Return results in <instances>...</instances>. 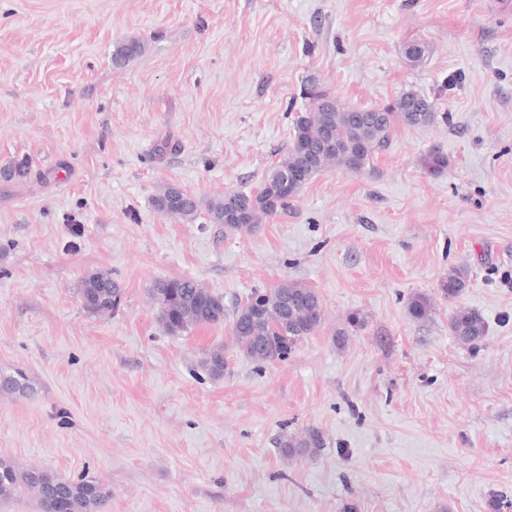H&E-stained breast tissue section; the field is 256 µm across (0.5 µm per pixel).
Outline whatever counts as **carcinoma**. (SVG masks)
<instances>
[{"instance_id":"obj_1","label":"carcinoma","mask_w":512,"mask_h":512,"mask_svg":"<svg viewBox=\"0 0 512 512\" xmlns=\"http://www.w3.org/2000/svg\"><path fill=\"white\" fill-rule=\"evenodd\" d=\"M143 51L144 43L130 38L117 47L112 63L123 67ZM308 95L311 105L295 120L287 152L266 174L258 191L228 193L209 202L212 223L224 225L229 232H252L263 220L286 210L289 201L315 174L335 168L359 172L384 147L396 126L417 128L438 118L432 103L413 90L402 93L392 104L367 112L343 108L321 91L311 89ZM29 176L24 160L0 165V183L5 185L25 181ZM153 203L159 212L181 220L193 218L200 206L195 195L172 185L162 187ZM467 282V270L454 268L442 288L458 294ZM150 293L159 322L171 335L220 324L227 316L224 297L193 279H162L154 283ZM77 298L87 314L110 316L123 303L124 290L111 275L94 272L82 279ZM407 308L412 318L424 320L432 312V303L428 297L417 295ZM322 320L318 294L305 284L284 282L270 290H254L236 307L232 341L239 353L257 363L283 362L291 353L288 338L301 342L320 327ZM449 330L459 342L474 344L486 336L487 325L478 312L460 308L450 317ZM202 366L212 377H223L224 350L208 351ZM0 391L26 394L25 376L19 371L14 376H0ZM278 445L287 457H313L321 447V438L317 431L308 429L281 437ZM24 488L36 495L42 512H106L111 496L107 487L92 478L69 480L48 471L20 469L1 458L0 499L11 498Z\"/></svg>"}]
</instances>
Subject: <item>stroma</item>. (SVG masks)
<instances>
[{
    "label": "stroma",
    "instance_id": "1",
    "mask_svg": "<svg viewBox=\"0 0 512 512\" xmlns=\"http://www.w3.org/2000/svg\"><path fill=\"white\" fill-rule=\"evenodd\" d=\"M130 37L145 53L113 66ZM312 83L355 108L414 89L441 118L396 127L361 172L313 176L249 233L154 209L165 185L256 191ZM430 152L447 167L424 168ZM13 160L31 175L0 186V372L32 393L0 392V457L95 478L107 512H512V5L0 0ZM454 267L469 282L451 296ZM93 271L124 290L112 316L77 300ZM172 277L229 306L297 281L324 321L258 364L230 323L165 332L148 290ZM463 307L487 324L474 346L448 331ZM218 346L215 379L199 361ZM312 428L316 456L277 448Z\"/></svg>",
    "mask_w": 512,
    "mask_h": 512
}]
</instances>
